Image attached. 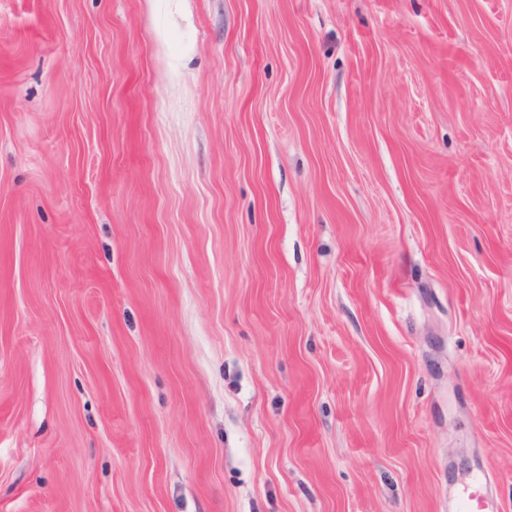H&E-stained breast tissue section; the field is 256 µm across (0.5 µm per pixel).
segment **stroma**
Here are the masks:
<instances>
[{
  "label": "stroma",
  "instance_id": "obj_1",
  "mask_svg": "<svg viewBox=\"0 0 512 512\" xmlns=\"http://www.w3.org/2000/svg\"><path fill=\"white\" fill-rule=\"evenodd\" d=\"M512 512V0H0V512Z\"/></svg>",
  "mask_w": 512,
  "mask_h": 512
}]
</instances>
